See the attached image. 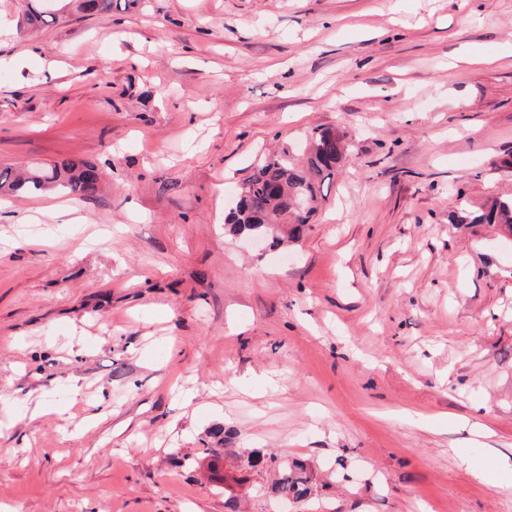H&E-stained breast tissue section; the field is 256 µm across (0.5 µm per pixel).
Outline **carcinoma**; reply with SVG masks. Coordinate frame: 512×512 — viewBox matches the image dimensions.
<instances>
[{
    "instance_id": "1",
    "label": "carcinoma",
    "mask_w": 512,
    "mask_h": 512,
    "mask_svg": "<svg viewBox=\"0 0 512 512\" xmlns=\"http://www.w3.org/2000/svg\"><path fill=\"white\" fill-rule=\"evenodd\" d=\"M114 0H32L27 24H54L70 12L107 18L112 14ZM348 142L344 132L316 128L310 133L302 163L293 161L290 150L265 157L255 171L247 176L236 191V204L225 217V223L238 235L255 234L281 244L276 233L290 238L297 236L301 226L309 223L324 200V186L333 179L336 168L347 155ZM102 173L93 164L81 159L64 158L51 165L31 168H0V193L20 191H53L75 199H91L99 191ZM454 224H499L512 233V196L495 197L478 213L465 209L453 215ZM268 462L276 468L279 478L274 490L296 498L307 496L308 480L305 465L300 461L278 460L277 455H255L248 466Z\"/></svg>"
}]
</instances>
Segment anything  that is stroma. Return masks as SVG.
<instances>
[{"label": "stroma", "mask_w": 512, "mask_h": 512, "mask_svg": "<svg viewBox=\"0 0 512 512\" xmlns=\"http://www.w3.org/2000/svg\"><path fill=\"white\" fill-rule=\"evenodd\" d=\"M0 166L102 170L0 202V512H512V0H130L20 27ZM351 147L299 241L224 228L269 153ZM30 243L12 248L13 239ZM218 448L215 462L203 451ZM455 224H499L512 233V196L495 197L478 213L465 209L453 215ZM274 465L278 472L279 478L274 484V490L285 497L292 494L293 497H306L310 488L307 486L308 480L305 474V465L297 460L289 463L287 460L278 461L275 454H269L268 459L263 455L256 454L248 459V466L257 467L263 463Z\"/></svg>", "instance_id": "1"}]
</instances>
